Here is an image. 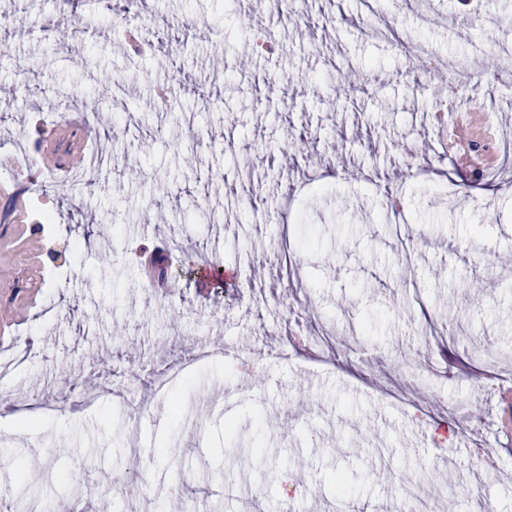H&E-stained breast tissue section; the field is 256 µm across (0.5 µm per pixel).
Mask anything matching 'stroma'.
<instances>
[{"label":"stroma","mask_w":512,"mask_h":512,"mask_svg":"<svg viewBox=\"0 0 512 512\" xmlns=\"http://www.w3.org/2000/svg\"><path fill=\"white\" fill-rule=\"evenodd\" d=\"M19 6L22 27L0 28V385L16 414L0 419V483L15 506L59 512L86 490L84 512H391L408 493L432 512H512V148L474 180L434 128L445 82L412 60L427 48L475 76L473 119L500 128L512 0H302L292 16L145 0L171 31L163 66L115 40L100 0H0V16ZM255 29L273 54L255 53ZM179 76L189 92L158 108ZM93 114L85 146L117 157L71 201L55 167L11 168L8 153L37 158ZM233 172L256 200L233 206ZM174 241L218 254L243 291L151 288L138 255ZM203 346L249 367L195 363ZM174 363L188 381L157 391ZM45 405L48 425L22 426ZM229 420L263 442L252 463Z\"/></svg>","instance_id":"35a3bbf8"}]
</instances>
